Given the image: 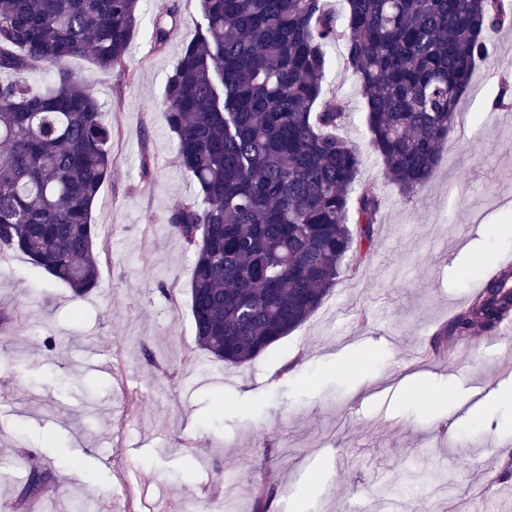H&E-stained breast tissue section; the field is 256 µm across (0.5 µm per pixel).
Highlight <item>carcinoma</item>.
<instances>
[{"label": "carcinoma", "instance_id": "obj_1", "mask_svg": "<svg viewBox=\"0 0 512 512\" xmlns=\"http://www.w3.org/2000/svg\"><path fill=\"white\" fill-rule=\"evenodd\" d=\"M202 22L164 88V117L198 200L174 201L169 224L193 255L196 346L241 363L300 327L336 284L344 257L371 240L383 199L359 184L357 148L336 134L341 99L321 104L326 46L366 100L373 150L406 199L433 174L471 91L486 35L512 27L502 0H200ZM139 0H0V250L82 296L97 287L92 219L112 175V126L68 69L75 56L125 71ZM172 3L149 21L162 50ZM53 72L45 93L27 74ZM356 208L359 227L351 228ZM512 319L502 265L440 331L448 341Z\"/></svg>", "mask_w": 512, "mask_h": 512}]
</instances>
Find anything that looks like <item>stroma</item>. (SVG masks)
Here are the masks:
<instances>
[{"instance_id": "1", "label": "stroma", "mask_w": 512, "mask_h": 512, "mask_svg": "<svg viewBox=\"0 0 512 512\" xmlns=\"http://www.w3.org/2000/svg\"><path fill=\"white\" fill-rule=\"evenodd\" d=\"M177 6L163 50L136 28L126 73L68 63L112 126V177L93 208L107 244L97 288L77 297L26 256H0V464L11 467L0 512H181L216 498L253 512L264 479L268 512H384L391 489L407 487L438 512H512V485L499 482L512 428L467 416L512 386V355L485 347L479 328L472 352L431 349L512 256V237L485 234L512 225V30L490 34L443 159L409 201L369 144L343 44L327 46L323 98L347 105L339 133L361 152L360 182L385 200L380 222L307 322L230 364L195 344L193 257L168 228L171 202L197 193L163 114L166 78L200 21L198 0ZM353 351L363 368L349 377L336 363ZM415 374L447 387L446 419L424 391L403 394ZM33 471L50 475L35 499Z\"/></svg>"}]
</instances>
